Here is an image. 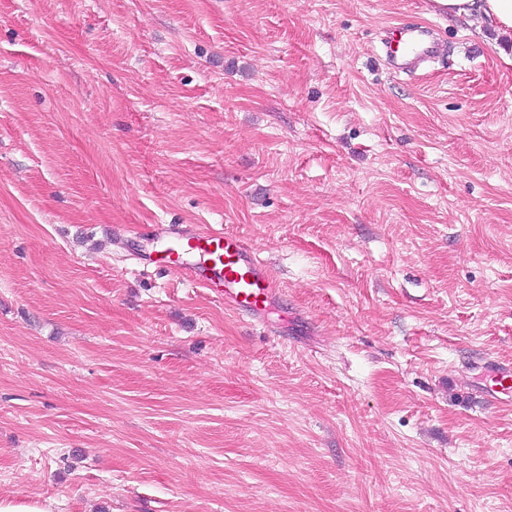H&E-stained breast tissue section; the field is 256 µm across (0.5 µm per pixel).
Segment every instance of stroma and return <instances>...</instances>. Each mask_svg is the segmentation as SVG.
Returning a JSON list of instances; mask_svg holds the SVG:
<instances>
[{"mask_svg":"<svg viewBox=\"0 0 512 512\" xmlns=\"http://www.w3.org/2000/svg\"><path fill=\"white\" fill-rule=\"evenodd\" d=\"M431 2L0 0V498L512 512V38ZM172 224L271 306L150 264ZM380 51L395 69L412 73L421 64L439 58L445 48L430 25H403L388 30L380 41ZM165 233L166 248L153 264L183 271L236 311L257 315L277 295L273 278L241 237L203 228L190 235ZM486 380L491 384H485L481 388V397L486 401H512V366L490 362L486 365Z\"/></svg>","mask_w":512,"mask_h":512,"instance_id":"obj_1","label":"stroma"}]
</instances>
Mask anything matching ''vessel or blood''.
<instances>
[{"mask_svg": "<svg viewBox=\"0 0 512 512\" xmlns=\"http://www.w3.org/2000/svg\"><path fill=\"white\" fill-rule=\"evenodd\" d=\"M380 51L401 72H415L421 64L434 61L444 52L443 44L429 26H395L380 41ZM159 266L183 271L202 283L226 305L255 315L277 294L267 269L254 257L239 236L208 229L186 235L169 231L167 245L157 260ZM481 396L486 401H512V366L490 362Z\"/></svg>", "mask_w": 512, "mask_h": 512, "instance_id": "obj_1", "label": "vessel or blood"}]
</instances>
